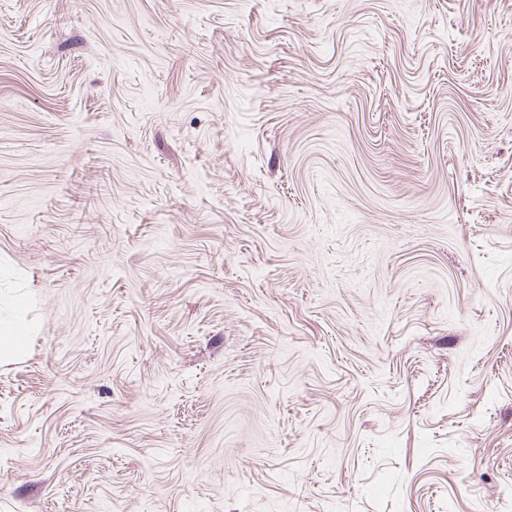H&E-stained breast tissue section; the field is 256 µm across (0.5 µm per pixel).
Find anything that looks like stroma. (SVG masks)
<instances>
[{"label":"stroma","mask_w":512,"mask_h":512,"mask_svg":"<svg viewBox=\"0 0 512 512\" xmlns=\"http://www.w3.org/2000/svg\"><path fill=\"white\" fill-rule=\"evenodd\" d=\"M0 512H512V0H0Z\"/></svg>","instance_id":"obj_1"}]
</instances>
